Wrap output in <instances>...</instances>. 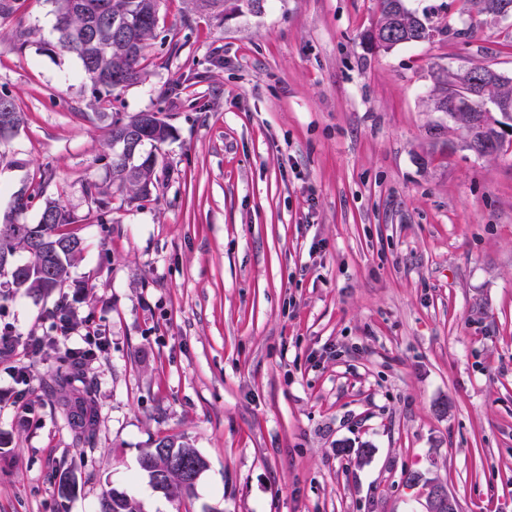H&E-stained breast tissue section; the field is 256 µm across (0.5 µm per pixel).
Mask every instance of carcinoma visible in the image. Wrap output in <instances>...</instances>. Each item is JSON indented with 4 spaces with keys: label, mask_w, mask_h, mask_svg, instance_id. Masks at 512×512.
Segmentation results:
<instances>
[{
    "label": "carcinoma",
    "mask_w": 512,
    "mask_h": 512,
    "mask_svg": "<svg viewBox=\"0 0 512 512\" xmlns=\"http://www.w3.org/2000/svg\"><path fill=\"white\" fill-rule=\"evenodd\" d=\"M56 23V45L75 54L81 61L84 76L92 88L96 101L104 105L109 97L138 83L144 74L147 49L160 30L162 0H53ZM103 5L110 14L107 21L95 22L93 10ZM381 12L379 31L385 43L377 44L371 31L362 35L367 49L389 50L400 44L415 42L419 28L429 25L426 17L410 11L404 0H379ZM459 125L470 140L480 143L499 136L497 128L489 125L474 128L469 125L468 109H457ZM6 117L8 129L16 132L23 123L13 98L6 92L0 94V116ZM143 113L121 116L115 112L106 124L105 134L112 156L108 164L112 184L120 192L145 199L156 189V152L171 137V126L160 120L143 132V138L134 149H114L124 130L142 122ZM152 150L145 151V145ZM86 197L96 205L98 219L110 209L112 192L96 181L84 186ZM42 195V190L23 192L14 197L9 213L0 220V286L22 291L30 296H41L62 287L69 278V268L81 257L85 245L82 238L65 227L73 223L70 213L54 200H45L35 224H22L13 229L18 216L31 207ZM53 382L67 395L60 408L78 439L89 442L95 435L97 422L93 386L87 381L81 362L69 357L58 358ZM176 452H193L195 448L171 436L154 441L140 457V469L145 475L163 473L166 496L187 497L195 489L183 487L178 469L165 466L162 449ZM101 512H141L138 502L126 493L111 490L106 493Z\"/></svg>",
    "instance_id": "1"
}]
</instances>
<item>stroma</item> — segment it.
I'll return each mask as SVG.
<instances>
[{"mask_svg": "<svg viewBox=\"0 0 512 512\" xmlns=\"http://www.w3.org/2000/svg\"><path fill=\"white\" fill-rule=\"evenodd\" d=\"M406 6L436 35L370 53L378 0L229 19L163 0L147 73L111 105L171 126L159 187L113 191L101 223L83 188L109 180L107 120L77 56L43 49L54 6L0 14V91L26 115L0 144V214L38 186L87 243L51 294L0 288V320L53 341L65 296L106 339L83 364L89 443L59 412L55 349L0 359V387L32 359L35 408L21 423L0 400V512H100L113 489L142 512H425L427 481L460 512H512V146L477 155L433 109L439 70L512 79V19ZM163 435L208 463L192 497L140 470Z\"/></svg>", "mask_w": 512, "mask_h": 512, "instance_id": "1", "label": "stroma"}]
</instances>
